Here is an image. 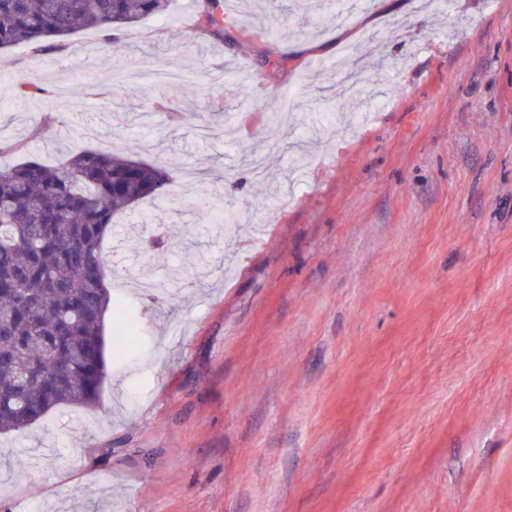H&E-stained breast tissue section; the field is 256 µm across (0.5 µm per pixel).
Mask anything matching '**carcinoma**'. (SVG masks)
<instances>
[{"mask_svg":"<svg viewBox=\"0 0 512 512\" xmlns=\"http://www.w3.org/2000/svg\"><path fill=\"white\" fill-rule=\"evenodd\" d=\"M169 0H0V49L61 47L80 28L112 36ZM198 27L223 29L221 0H203ZM21 141L0 142V434L23 433L61 406L94 408L106 374L104 240L112 219L163 195L176 176L110 149L48 165Z\"/></svg>","mask_w":512,"mask_h":512,"instance_id":"1","label":"carcinoma"}]
</instances>
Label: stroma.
I'll return each mask as SVG.
<instances>
[{
  "label": "stroma",
  "mask_w": 512,
  "mask_h": 512,
  "mask_svg": "<svg viewBox=\"0 0 512 512\" xmlns=\"http://www.w3.org/2000/svg\"><path fill=\"white\" fill-rule=\"evenodd\" d=\"M440 2L0 50L1 140L196 177L113 225L128 347L98 408L0 435V512H512V0ZM129 63L178 78L117 92Z\"/></svg>",
  "instance_id": "obj_1"
}]
</instances>
